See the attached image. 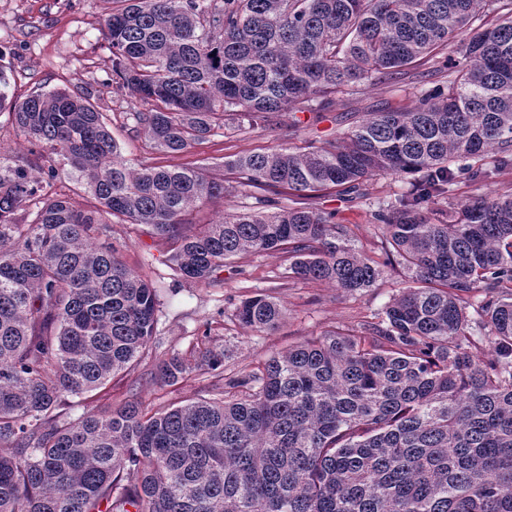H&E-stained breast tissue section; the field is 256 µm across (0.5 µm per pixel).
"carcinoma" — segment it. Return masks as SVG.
<instances>
[{"label": "carcinoma", "instance_id": "carcinoma-1", "mask_svg": "<svg viewBox=\"0 0 512 512\" xmlns=\"http://www.w3.org/2000/svg\"><path fill=\"white\" fill-rule=\"evenodd\" d=\"M116 2L102 24L112 81L145 107L133 119L166 155L226 117L275 125L405 76L442 46L455 57L411 107L372 112L340 141L225 160L277 210L191 233L189 216L224 198V181L132 166L91 96L17 99L0 65V109L49 147L0 160V447L14 449L0 453V512H512V192L455 197L458 178L483 183L512 163V0ZM58 162L90 204L51 192ZM380 175L415 176L374 211L382 262L309 202ZM287 190L306 202L267 197ZM440 199L448 209L432 219ZM114 221L175 240L171 261L194 283L281 250L288 277L344 294L374 287L394 260L410 285L379 322L292 346L220 398L150 415L129 400L60 425V408L130 369L154 333L156 290L116 254ZM283 315L266 294L235 312L258 331ZM223 364L211 350L194 364L174 355L155 381Z\"/></svg>", "mask_w": 512, "mask_h": 512}]
</instances>
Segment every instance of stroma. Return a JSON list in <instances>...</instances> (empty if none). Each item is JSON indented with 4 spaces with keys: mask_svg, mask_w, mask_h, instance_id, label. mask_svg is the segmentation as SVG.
Instances as JSON below:
<instances>
[{
    "mask_svg": "<svg viewBox=\"0 0 512 512\" xmlns=\"http://www.w3.org/2000/svg\"><path fill=\"white\" fill-rule=\"evenodd\" d=\"M113 0H0V65L10 80L14 97L55 88L92 92L122 156L132 164L206 167L211 176L228 178L225 157L250 153L298 150L314 139H340L368 113L383 108L403 109L413 101L412 77L442 68L450 49L415 64L409 75L372 85L354 95L340 94L327 112L301 113L302 126L292 129L287 118L277 125L242 131L214 129L189 152L161 153L132 117L134 104L111 81V55L101 33ZM413 178L377 176L367 181L361 195L329 191L316 198L318 207L335 212L347 227L355 247L384 261L382 232L373 218L377 201L394 200L409 192ZM258 191L238 187L224 199L194 211L186 232L195 225L219 221L224 212L253 204ZM112 243L124 264L156 288L159 311L154 336L138 364L115 376L106 388L81 397L76 413L138 400L144 409L185 404L217 397L228 378L251 371L270 356L332 329L356 330L379 321L386 304L406 287L402 268L386 269L374 288L346 295L323 283L286 277V254L269 251L225 264L207 284L185 281L169 261L176 243L155 235L145 224H116ZM257 293L273 296L285 314L278 327L257 332L241 326L235 311L240 301ZM223 353L222 372L202 370L177 383L160 386L151 379L162 362L178 355L197 359L199 350Z\"/></svg>",
    "mask_w": 512,
    "mask_h": 512,
    "instance_id": "35a3bbf8",
    "label": "stroma"
}]
</instances>
